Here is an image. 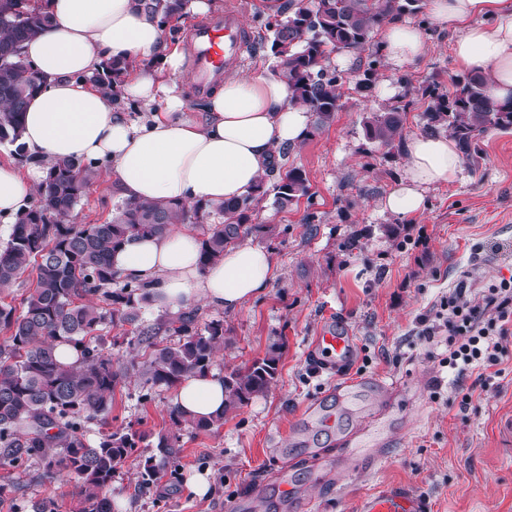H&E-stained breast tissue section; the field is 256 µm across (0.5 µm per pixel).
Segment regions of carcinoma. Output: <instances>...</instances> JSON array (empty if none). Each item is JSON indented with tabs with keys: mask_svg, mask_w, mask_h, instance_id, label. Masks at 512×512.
Segmentation results:
<instances>
[{
	"mask_svg": "<svg viewBox=\"0 0 512 512\" xmlns=\"http://www.w3.org/2000/svg\"><path fill=\"white\" fill-rule=\"evenodd\" d=\"M419 0H288L282 17L267 22L264 39L275 60V71L288 81L292 103L315 117V128L334 122L341 108L343 73L329 69L330 55L365 50L373 31L383 22L419 11ZM189 0H144L143 6L164 21L186 13ZM52 25L36 0H0V145L11 155L29 161L21 142L29 97L41 87V77L21 54L25 42ZM126 63L112 60L93 76L106 102L120 105L118 87ZM377 60L364 65L355 82L369 98L376 85ZM425 128L446 129L466 158L475 152V140L489 129L512 128V99L494 98L487 80L469 75L454 82L448 92L433 83L423 91ZM407 106L391 104L364 122L371 143L389 149L403 142L402 114ZM98 164L61 159L47 168L37 198L20 213L5 245L0 247V287H8L27 272L35 273L31 289L19 304H0V468L25 469L37 463L52 478L75 477L82 512H112V478L120 464L131 461L141 485L158 479L160 465L176 472L180 467L182 425L211 431L224 418L266 393L277 377L281 345L224 375V413L210 419L188 420L173 407L169 429L157 435L155 448L161 463L140 453L149 434L130 426L87 438V425L106 421L112 414V396L128 378V369L115 360L112 348L127 345L150 350L143 367L146 393L171 389L187 377L210 371L214 357L228 337L224 321L199 324L191 309L154 326L140 323V315L154 301L145 284L126 280L113 267L112 256L136 237L153 236L173 224L202 228L199 262L205 267L224 256L258 228L250 223L254 203L263 199L265 179L240 199L218 206L197 203H143L125 199L100 224H67L85 196ZM266 176L274 177L276 201L287 206L310 196L306 172L282 170L273 163ZM217 216L213 224L206 218ZM120 329L112 347L102 331ZM178 336L177 343L156 341L160 330ZM66 341L79 351L76 362L62 364L56 343ZM15 483H0V500L12 497L13 512H58L56 502L44 498L31 504L17 497Z\"/></svg>",
	"mask_w": 512,
	"mask_h": 512,
	"instance_id": "carcinoma-1",
	"label": "carcinoma"
}]
</instances>
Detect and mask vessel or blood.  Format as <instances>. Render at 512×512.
Returning a JSON list of instances; mask_svg holds the SVG:
<instances>
[{
	"label": "vessel or blood",
	"mask_w": 512,
	"mask_h": 512,
	"mask_svg": "<svg viewBox=\"0 0 512 512\" xmlns=\"http://www.w3.org/2000/svg\"><path fill=\"white\" fill-rule=\"evenodd\" d=\"M249 39L240 12L227 10L198 21L191 38L190 83L196 95H206L223 81L226 68L239 62ZM356 342L340 330L316 337L313 350L332 369L342 368L354 355ZM424 498L404 485H390L366 495L357 512H425Z\"/></svg>",
	"instance_id": "b4317fda"
}]
</instances>
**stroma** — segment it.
Wrapping results in <instances>:
<instances>
[{
  "instance_id": "35a3bbf8",
  "label": "stroma",
  "mask_w": 512,
  "mask_h": 512,
  "mask_svg": "<svg viewBox=\"0 0 512 512\" xmlns=\"http://www.w3.org/2000/svg\"><path fill=\"white\" fill-rule=\"evenodd\" d=\"M411 21L427 36L426 52L402 73L379 64L371 99L361 98L353 81L360 62L378 51L382 29H375L364 52L331 55L330 67L348 78L336 119L281 160L306 172L310 194L283 208L270 192L253 212V223L279 229L271 239L248 237L274 257L276 276L267 291L233 313L198 309L200 321L223 319L229 337L214 371L227 373L279 343L275 382L218 429L183 427L180 471L161 468L157 481L144 488L132 462L119 466L112 497L122 512H229L237 501L259 502L261 512H299L302 498L311 500V512H356L360 497L390 484L420 493L430 512H512V440L502 432L512 417V337L504 343V373L482 390L471 375L456 383L441 363L448 354L445 341L420 339L418 324L472 268L480 270L477 289L512 276L506 261L512 254V129L480 135L478 152L464 162L460 178L430 189L421 215L382 211L383 197L403 174L404 154L368 142L364 118L402 101L408 105L404 137L421 134L425 87H451L456 75L448 32L435 27L424 9ZM120 200L110 167L101 166L77 208V223L105 221ZM356 233L358 245L346 248ZM421 233L427 245H415ZM336 325L357 341L354 359L337 374L319 370L312 351L316 336ZM355 379L363 385L340 419L341 434L302 420L308 404H335L337 382ZM378 381L397 385L381 408L374 400ZM460 386L472 391L464 411ZM141 390L135 375L116 390V424L166 431L171 391H156L144 402ZM365 426L368 446L337 462L343 436ZM283 472L293 497L280 491ZM201 473L209 488L198 495L188 483ZM21 481L24 498L50 497L59 512H75V480L43 476L34 466Z\"/></svg>"
}]
</instances>
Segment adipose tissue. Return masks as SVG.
I'll use <instances>...</instances> for the list:
<instances>
[{
    "label": "adipose tissue",
    "instance_id": "1",
    "mask_svg": "<svg viewBox=\"0 0 512 512\" xmlns=\"http://www.w3.org/2000/svg\"><path fill=\"white\" fill-rule=\"evenodd\" d=\"M53 23L26 42L22 54L43 79L29 101L22 140L33 162L0 161V219L27 209L60 159L110 162L122 197L140 202L219 205L250 192L278 148L298 143L312 121L292 104L278 75L232 73L204 100L202 116L186 115L177 89L186 53L164 41L159 15L141 0H39ZM438 26L455 32L453 58L464 73L486 77L491 94L512 98V0H427ZM426 50L422 30L391 21L380 51L404 70ZM124 60V100L137 102L145 119L112 111L91 77L103 62ZM405 175L381 202L383 210L417 216L428 189L449 185L462 171L455 141L424 133L403 145ZM199 237L184 224L130 242L114 267L149 284L158 306L178 310L191 303L232 311L266 291L274 277L269 251L240 243L223 258L199 264ZM224 378L211 372L187 378L173 403L189 419L224 409Z\"/></svg>",
    "mask_w": 512,
    "mask_h": 512
}]
</instances>
